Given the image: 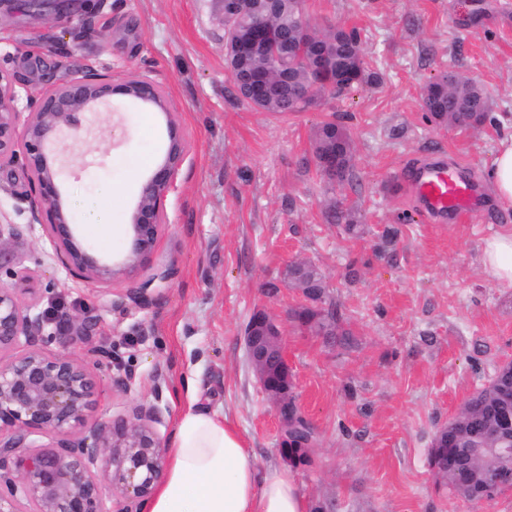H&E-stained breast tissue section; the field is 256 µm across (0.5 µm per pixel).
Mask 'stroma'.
Returning a JSON list of instances; mask_svg holds the SVG:
<instances>
[{"label": "stroma", "mask_w": 512, "mask_h": 512, "mask_svg": "<svg viewBox=\"0 0 512 512\" xmlns=\"http://www.w3.org/2000/svg\"><path fill=\"white\" fill-rule=\"evenodd\" d=\"M311 22L356 29L364 66L378 84L294 114L239 100L224 59L220 0H78L65 22L0 0V68L30 98L75 70L121 79L137 74L170 100L188 157L164 207L156 254L134 278L105 290L53 259L41 225L17 194L22 165L0 170V221L19 225L21 266L33 272L39 310L91 315L85 347L112 351L91 420L132 417L158 404L155 430L170 440L182 405L229 423L260 467L284 465L279 423L248 358L244 329L262 308L284 327L297 403L315 443L294 466L323 512H512V490L480 505L452 495L428 465L437 431L464 400L512 359V286L480 260L484 240L512 226L487 174L512 129V0H304ZM476 79L491 97L476 130L438 127L421 107L444 69ZM336 120L354 142L357 179L347 199L363 216L360 236L327 223L335 194L312 158L318 126ZM168 143L166 118L117 97L64 151L63 192L79 240L120 256L139 183ZM439 153L470 173L481 206L466 224L423 216L403 182ZM112 191L111 242L83 218ZM399 235L387 244L383 231ZM313 261L326 304L338 306L350 343L328 340L292 317L304 302L282 282L286 266ZM277 282L268 292L266 282Z\"/></svg>", "instance_id": "obj_1"}]
</instances>
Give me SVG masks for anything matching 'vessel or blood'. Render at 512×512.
<instances>
[{
  "mask_svg": "<svg viewBox=\"0 0 512 512\" xmlns=\"http://www.w3.org/2000/svg\"><path fill=\"white\" fill-rule=\"evenodd\" d=\"M407 190L421 212L432 221L443 224L460 222L480 206L474 184L449 166L443 156L422 163L407 183Z\"/></svg>",
  "mask_w": 512,
  "mask_h": 512,
  "instance_id": "1",
  "label": "vessel or blood"
}]
</instances>
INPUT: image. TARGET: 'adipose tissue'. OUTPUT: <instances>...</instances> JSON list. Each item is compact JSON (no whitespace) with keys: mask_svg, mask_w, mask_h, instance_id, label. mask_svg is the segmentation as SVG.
<instances>
[{"mask_svg":"<svg viewBox=\"0 0 512 512\" xmlns=\"http://www.w3.org/2000/svg\"><path fill=\"white\" fill-rule=\"evenodd\" d=\"M482 262L512 285V228L485 240ZM168 446L146 512H310L292 471L260 468L227 420L195 404L181 408Z\"/></svg>","mask_w":512,"mask_h":512,"instance_id":"ef3b65f1","label":"adipose tissue"}]
</instances>
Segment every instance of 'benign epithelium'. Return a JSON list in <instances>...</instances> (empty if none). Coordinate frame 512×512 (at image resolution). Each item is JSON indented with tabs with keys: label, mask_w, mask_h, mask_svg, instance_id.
Returning a JSON list of instances; mask_svg holds the SVG:
<instances>
[{
	"label": "benign epithelium",
	"mask_w": 512,
	"mask_h": 512,
	"mask_svg": "<svg viewBox=\"0 0 512 512\" xmlns=\"http://www.w3.org/2000/svg\"><path fill=\"white\" fill-rule=\"evenodd\" d=\"M25 7L55 12L69 9L71 0H23ZM263 0H233V13H259ZM267 50L268 32H253L224 43L225 58H238ZM328 69L316 59L307 84L318 89ZM245 92L262 101L271 99L276 82L245 78ZM14 75L0 70V170L23 162L29 172L22 198L29 202L30 224L41 223L42 210L49 213L43 225L51 241L54 260L73 277L101 287L132 278L152 258L163 229L164 204L187 156V144L170 112L160 86L138 75L114 81L108 75L76 72L66 82L46 88L34 110L19 107L20 94ZM115 96L165 115L169 140L165 153L142 183L128 222V247L115 261L83 248L77 240L74 214L62 193L63 158L60 144L81 140L84 121L95 117ZM20 229L0 222V512H142L145 501L160 481L169 448L152 428L161 420L154 405L140 407L135 421L126 419L89 422V412L101 386L91 371L109 365L110 351L89 348L85 355L51 352L59 343L66 347L74 336H86L90 325L73 314L54 318L36 311L37 304L22 297L10 281L21 278L10 266ZM281 323L264 309L255 311L245 330L248 357L257 377L277 368L283 380L268 390L280 424L282 441L288 440L292 413L288 392L292 384ZM26 349L16 354L20 344ZM9 354L3 358V354ZM53 439L37 445L32 436ZM512 455V448H472L483 469L471 475L462 492L473 497L488 483L512 486V471L497 469V461Z\"/></svg>",
	"instance_id": "7a95c632"
}]
</instances>
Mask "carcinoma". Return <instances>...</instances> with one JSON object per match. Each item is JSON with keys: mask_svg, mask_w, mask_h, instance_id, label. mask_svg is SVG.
Returning <instances> with one entry per match:
<instances>
[{"mask_svg": "<svg viewBox=\"0 0 512 512\" xmlns=\"http://www.w3.org/2000/svg\"><path fill=\"white\" fill-rule=\"evenodd\" d=\"M278 11L256 14L251 27L273 29L276 36L277 57L272 59L258 54H247L232 63L230 74L233 82L238 76L251 73H267L271 77L284 76L288 80L284 96L253 106L266 112L288 114L301 112L320 105L323 96L339 95L361 85L372 84L376 76L368 72L363 62V47L357 30L328 27L314 31V39L303 38L302 27H311L303 10V0H275ZM321 45L331 57L330 72L335 89L322 88L309 92L305 89L304 75L312 66L316 45ZM425 119L437 126H454L476 129L489 116L490 98L478 82L463 77L452 70H443L425 86L422 93ZM313 155L317 170H323L322 162L333 158L335 165L329 171L328 182L336 188V201L326 213L331 224H342L349 234L359 232L361 215L350 205L344 194L354 177L355 147L347 129L335 121L322 123L316 133ZM284 279L299 288L309 307L302 314V325L315 332H325L346 340L350 332L340 325L341 318L333 308H322L324 302V278L320 270L310 262L299 269L291 263L285 270ZM512 415V398L503 400L493 389H477L465 402L459 413L449 421L447 435L436 434L429 450V465L437 481L448 487L452 494H459V485L466 479L458 467L448 466V459L462 455L483 438L487 423L502 413ZM312 430L304 419H299L288 447L300 454L311 443Z\"/></svg>", "mask_w": 512, "mask_h": 512, "instance_id": "cac0c4a2", "label": "carcinoma"}]
</instances>
